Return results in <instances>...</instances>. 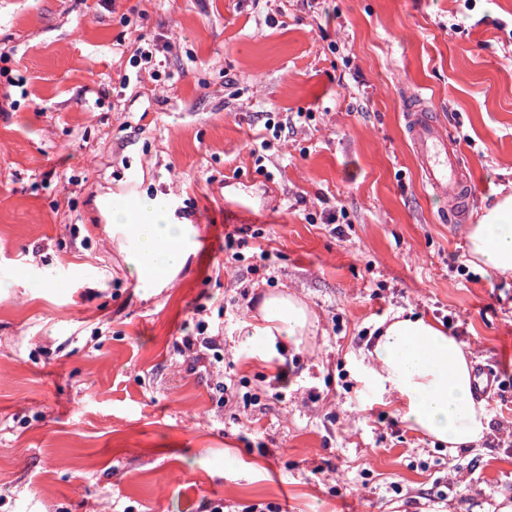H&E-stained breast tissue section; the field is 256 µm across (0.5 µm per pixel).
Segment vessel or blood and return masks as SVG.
Here are the masks:
<instances>
[{
    "label": "vessel or blood",
    "instance_id": "obj_1",
    "mask_svg": "<svg viewBox=\"0 0 512 512\" xmlns=\"http://www.w3.org/2000/svg\"><path fill=\"white\" fill-rule=\"evenodd\" d=\"M407 119L409 137L426 183L435 195L447 199L448 217L456 219L467 192L457 146L427 109H410Z\"/></svg>",
    "mask_w": 512,
    "mask_h": 512
}]
</instances>
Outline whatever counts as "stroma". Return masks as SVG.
Listing matches in <instances>:
<instances>
[{
  "instance_id": "stroma-1",
  "label": "stroma",
  "mask_w": 512,
  "mask_h": 512,
  "mask_svg": "<svg viewBox=\"0 0 512 512\" xmlns=\"http://www.w3.org/2000/svg\"><path fill=\"white\" fill-rule=\"evenodd\" d=\"M4 45L24 88L0 85V512L512 500L506 431L449 451L355 372L410 309L494 371L485 409L512 421V279L464 238L512 192V0H0ZM417 95L461 153L453 224L408 138ZM270 112L285 128L259 164ZM157 195L196 235L150 293L111 209ZM267 292L316 318L281 378L243 354ZM202 323L223 341L194 369L175 343Z\"/></svg>"
}]
</instances>
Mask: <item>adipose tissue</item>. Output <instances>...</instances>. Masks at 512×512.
Returning a JSON list of instances; mask_svg holds the SVG:
<instances>
[{
	"mask_svg": "<svg viewBox=\"0 0 512 512\" xmlns=\"http://www.w3.org/2000/svg\"><path fill=\"white\" fill-rule=\"evenodd\" d=\"M170 202L158 196L112 209V230L131 243L129 267L140 287L165 288L185 265L194 245L191 225L169 220ZM468 255L501 277H512V194L483 209L465 232ZM315 326L297 296L267 293L247 323L250 354L275 362L276 343L302 345ZM360 373L383 405L396 404L414 431L449 448H469L489 430L475 398L477 379L462 343L429 318L399 311L363 356Z\"/></svg>",
	"mask_w": 512,
	"mask_h": 512,
	"instance_id": "obj_1",
	"label": "adipose tissue"
}]
</instances>
